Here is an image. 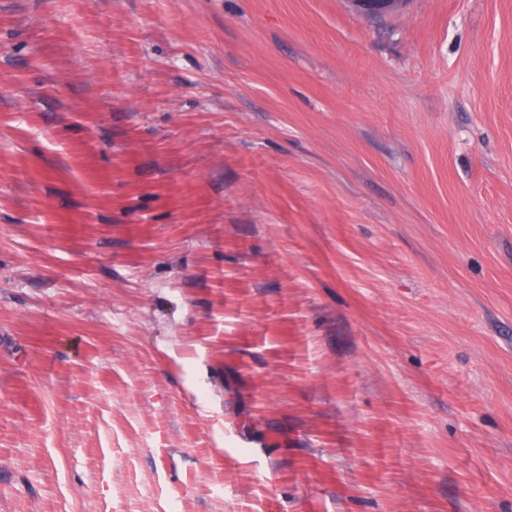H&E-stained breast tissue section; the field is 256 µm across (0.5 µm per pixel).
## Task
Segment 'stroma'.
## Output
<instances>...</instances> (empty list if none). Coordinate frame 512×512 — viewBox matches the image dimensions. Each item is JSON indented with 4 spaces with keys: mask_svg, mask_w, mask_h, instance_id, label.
<instances>
[{
    "mask_svg": "<svg viewBox=\"0 0 512 512\" xmlns=\"http://www.w3.org/2000/svg\"><path fill=\"white\" fill-rule=\"evenodd\" d=\"M0 512H512V0H0Z\"/></svg>",
    "mask_w": 512,
    "mask_h": 512,
    "instance_id": "stroma-1",
    "label": "stroma"
}]
</instances>
